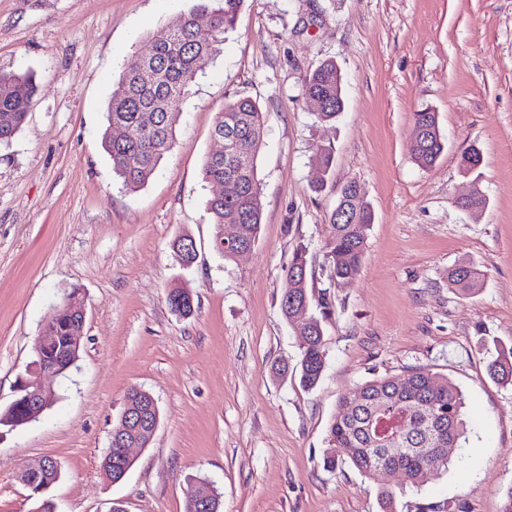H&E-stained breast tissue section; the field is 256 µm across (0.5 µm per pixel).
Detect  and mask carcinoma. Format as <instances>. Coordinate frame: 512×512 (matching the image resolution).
Returning a JSON list of instances; mask_svg holds the SVG:
<instances>
[{"mask_svg": "<svg viewBox=\"0 0 512 512\" xmlns=\"http://www.w3.org/2000/svg\"><path fill=\"white\" fill-rule=\"evenodd\" d=\"M244 0H195L171 32L161 31L149 38L127 59L115 80L106 113L107 126L102 147L123 185L135 190L146 185L156 173L165 154L175 141L180 105L195 82L201 62L221 52L224 36L235 30ZM206 15L210 25L202 30L196 17ZM306 96L322 101L316 113L320 121H333L344 110L342 77L332 61L324 62L305 76ZM37 92L33 76L0 73V145L9 142L23 125L29 104ZM125 130L117 140L113 129ZM415 142L411 151L422 167L432 166L444 150L445 142L436 113H414ZM212 137L222 150L209 154L202 166V179L218 191L207 200V211L217 232L213 248L226 258L255 245L262 224L260 181L257 158L264 138V118L259 105L249 97H238L224 105L215 120ZM358 183L343 185L336 206H349L347 216L331 213L325 242V271L331 284L348 283L359 273L367 248L368 231L374 212L357 193ZM238 226L234 243H225L222 229ZM193 238L176 237L172 250L184 266H191L197 251L189 249ZM451 284L464 291L479 286V274L471 266L460 264L449 273ZM170 308L183 317L195 312L192 294L184 288H172L167 296ZM281 310L289 322L299 324L297 314L304 311L310 320L302 343L300 381L314 388L325 368L322 321L330 313L327 292L315 294L308 287L306 251L294 252L286 268V288ZM47 324L54 327L59 341L69 335L72 321L57 311ZM490 372L512 379V350L495 360ZM156 399L147 391L132 388L125 403L133 409L148 411ZM462 392L446 378L414 370L402 377H387L365 382L351 398L342 399L330 423L325 467L334 469L348 461L363 476L378 479L389 467L400 469L406 484L418 485L430 470L448 467L444 449L466 441L467 424L463 418ZM132 462L109 449L102 461L106 476L117 480ZM58 476L52 472L35 478L29 487L36 499L37 512H52L53 503L46 490ZM187 512H219L216 489L206 480L195 483Z\"/></svg>", "mask_w": 512, "mask_h": 512, "instance_id": "carcinoma-1", "label": "carcinoma"}]
</instances>
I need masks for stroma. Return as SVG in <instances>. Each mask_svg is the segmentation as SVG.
<instances>
[{
	"label": "stroma",
	"mask_w": 512,
	"mask_h": 512,
	"mask_svg": "<svg viewBox=\"0 0 512 512\" xmlns=\"http://www.w3.org/2000/svg\"><path fill=\"white\" fill-rule=\"evenodd\" d=\"M193 0H0V72L38 91L0 146V410L14 400L36 337L71 289L87 310L82 353L52 378L37 421L0 427V512H33L20 481L31 461L61 470L56 512H186L200 479L221 512H501L512 486V385L488 363L512 347V0H245L223 51L205 61L182 105L176 142L142 189L124 187L101 146L112 84L127 55L175 25ZM334 60L345 108L319 121L304 78ZM249 96L265 115L258 156L263 224L250 252L212 248L202 180L225 102ZM438 115L445 150L432 168L411 155L414 115ZM332 150L329 176L315 163ZM478 148L476 173L461 168ZM357 181L374 210L357 277L331 285L323 266L341 187ZM479 183L485 207L456 198ZM190 234L183 268L170 244ZM307 252L309 284L326 290L325 370L301 386L302 338L282 314L285 268ZM481 274L476 293L448 271ZM188 288L195 313L167 293ZM423 370L465 396L468 440L448 470L404 489L349 464L323 465L340 399L366 381ZM160 422L133 449L119 483L100 464L131 387ZM167 300L170 308L182 317H190L195 312L193 296L187 289H170Z\"/></svg>",
	"instance_id": "stroma-1"
}]
</instances>
